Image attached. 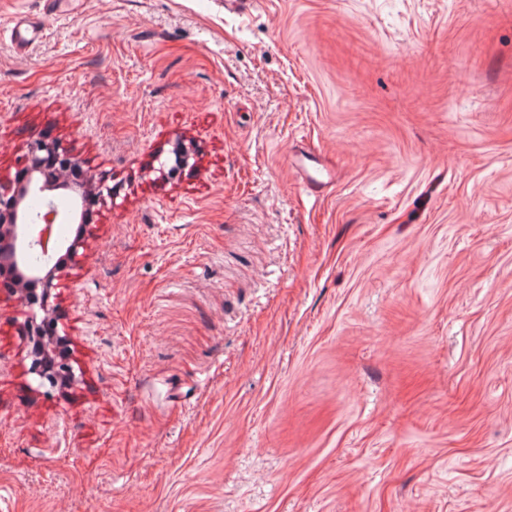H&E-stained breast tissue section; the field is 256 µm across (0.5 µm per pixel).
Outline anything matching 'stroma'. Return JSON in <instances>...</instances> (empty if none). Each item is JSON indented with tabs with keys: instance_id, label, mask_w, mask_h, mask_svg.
<instances>
[{
	"instance_id": "1",
	"label": "stroma",
	"mask_w": 512,
	"mask_h": 512,
	"mask_svg": "<svg viewBox=\"0 0 512 512\" xmlns=\"http://www.w3.org/2000/svg\"><path fill=\"white\" fill-rule=\"evenodd\" d=\"M46 132L114 196L71 388L0 289V512H512V0H0V175ZM185 139L177 137L173 143L171 153L174 156L173 164L168 166L167 162H161L157 171L160 178H171L176 170L185 168L190 165V160L193 158V151L185 143ZM306 161L314 162L316 165L320 166V168L315 169L314 174H312L310 166ZM294 166L297 168L302 179L310 186H322L332 182L335 178V172L331 167L310 159L302 152L295 155Z\"/></svg>"
}]
</instances>
